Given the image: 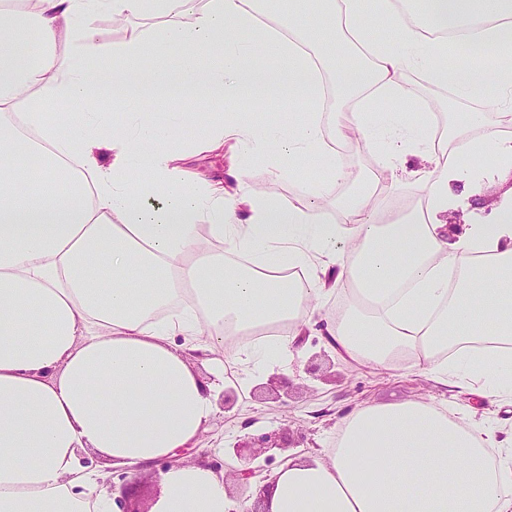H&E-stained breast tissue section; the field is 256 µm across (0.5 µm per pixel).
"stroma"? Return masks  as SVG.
<instances>
[{"instance_id": "1", "label": "stroma", "mask_w": 512, "mask_h": 512, "mask_svg": "<svg viewBox=\"0 0 512 512\" xmlns=\"http://www.w3.org/2000/svg\"><path fill=\"white\" fill-rule=\"evenodd\" d=\"M402 85L407 98L415 106L410 118L423 122L427 112L437 113L440 122L468 125L469 115L481 112L489 124L497 123L498 109L495 95H488L482 102H456L449 104L448 90L430 84L417 73L404 75ZM471 135H478V128L469 127ZM338 155L349 171V181L336 184L330 190L331 197L345 198L361 187L371 172L376 171L381 150L362 137L345 141L338 148ZM245 180L248 184L265 191L282 204H294L301 198V184L292 177H276L271 173L272 162L268 159L245 160ZM480 172L493 173V182L483 179L473 182L467 193L475 201L474 206L453 209L448 213L452 224L489 222L491 213L497 210L500 200L512 195V165L498 159H483L477 164ZM345 296L329 299L325 308L317 314L315 327L302 336L303 354L295 366L289 390L282 391L262 380L254 399L245 408L217 409L215 416L201 436L198 447L184 451L182 463H194L201 449L232 446L235 442L249 441L262 433L288 431L292 441L301 442L303 449L320 450L336 432L338 417L348 415L366 404H384L401 400H426L447 402L449 412L471 416L496 428L503 442L512 441V400L488 408L475 405L472 397L461 395L453 387L431 381L426 371L410 368L386 375L375 370L348 363L337 357L326 345L320 326L333 313L341 310ZM317 365L316 373H308L309 365ZM164 463L113 474L114 497L122 496L126 487L136 488L137 496L123 498L126 512H148L154 497L161 489Z\"/></svg>"}]
</instances>
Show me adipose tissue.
Instances as JSON below:
<instances>
[{"mask_svg": "<svg viewBox=\"0 0 512 512\" xmlns=\"http://www.w3.org/2000/svg\"><path fill=\"white\" fill-rule=\"evenodd\" d=\"M0 0V512H112L109 466H169L150 512H234L223 472L177 463L216 413L224 385L247 395L269 371L290 374L298 338L336 292L352 301L325 327L329 345L382 372L409 366L441 385L493 404L512 399V198L490 224L448 237V212L463 205L472 159L491 151L512 161V137L481 140L453 130L435 143L409 118L401 77L426 73L456 97L496 89L512 97V0H423L411 21L393 0H315L320 18L299 31L263 22L268 0ZM165 17L162 40L132 33L101 41L93 21ZM392 39L372 42L379 16ZM257 34V47L237 33ZM181 50L176 67L163 63ZM287 62L269 68L266 55ZM106 58L105 71L91 67ZM356 108L321 121L320 73ZM172 85L190 99L222 102L233 119L203 124L195 145L278 158L275 176H298L301 160L348 180L336 147L350 133L383 144L381 169L396 177L404 152L431 165L424 210L382 224L378 179L322 219L317 195L281 207L243 186L174 176L184 154L168 122L147 109ZM301 97L304 115L279 113L254 131L244 93ZM129 107L123 127L101 112L104 98ZM392 103L393 111L382 108ZM63 112L50 115L53 104ZM165 149L147 156L133 144ZM111 145L110 165L96 150ZM222 250H214L213 242ZM307 286L290 288L283 270ZM287 319V335L265 344L231 340ZM202 352L210 377L188 355ZM495 429L430 402L364 405L336 424L332 447L289 455L256 492L264 512H512V448L496 466Z\"/></svg>", "mask_w": 512, "mask_h": 512, "instance_id": "ef3b65f1", "label": "adipose tissue"}]
</instances>
